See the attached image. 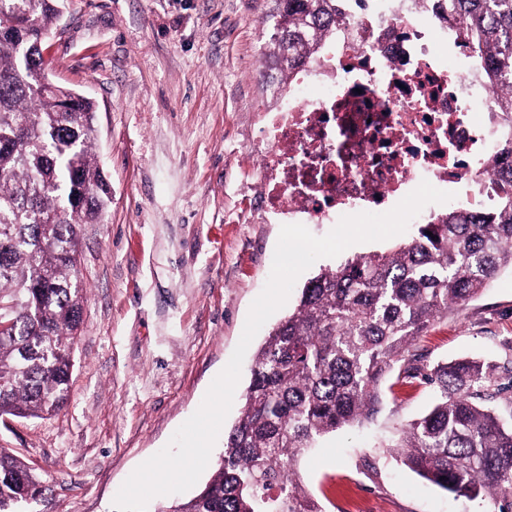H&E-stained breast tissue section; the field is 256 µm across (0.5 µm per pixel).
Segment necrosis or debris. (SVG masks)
<instances>
[{
	"mask_svg": "<svg viewBox=\"0 0 512 512\" xmlns=\"http://www.w3.org/2000/svg\"><path fill=\"white\" fill-rule=\"evenodd\" d=\"M344 26L348 38L293 69L262 116L261 220L383 213L424 180L470 185L497 146L481 60L440 36L417 0H388ZM448 42L456 61L440 53Z\"/></svg>",
	"mask_w": 512,
	"mask_h": 512,
	"instance_id": "obj_1",
	"label": "necrosis or debris"
}]
</instances>
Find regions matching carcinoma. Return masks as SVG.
Masks as SVG:
<instances>
[{
    "label": "carcinoma",
    "instance_id": "obj_1",
    "mask_svg": "<svg viewBox=\"0 0 512 512\" xmlns=\"http://www.w3.org/2000/svg\"><path fill=\"white\" fill-rule=\"evenodd\" d=\"M262 90L322 45L339 22L381 0H270ZM483 60L501 146L487 179L495 202L458 205L417 225L404 244L324 268L257 351L236 422L209 479L156 512H323L296 463L317 439L369 418L387 375L425 370L433 406L402 430L400 461L442 490L512 512V400L498 366L478 359L424 368L410 348L428 324L512 272V0H421ZM60 0H0L16 54L0 43V416L44 418L70 399L72 351L86 288L82 226L104 220L111 189L93 153L91 98L41 88L39 46ZM28 464L0 448V512L42 497Z\"/></svg>",
    "mask_w": 512,
    "mask_h": 512
}]
</instances>
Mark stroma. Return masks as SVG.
Here are the masks:
<instances>
[{
	"label": "stroma",
	"mask_w": 512,
	"mask_h": 512,
	"mask_svg": "<svg viewBox=\"0 0 512 512\" xmlns=\"http://www.w3.org/2000/svg\"><path fill=\"white\" fill-rule=\"evenodd\" d=\"M270 0H63L44 46L52 81L96 104L95 153L112 189L85 225L83 323L67 407L0 422V448L43 481L27 512H113L122 483L198 409L237 346L280 233L251 219L259 71ZM424 363L479 357L512 398V274L434 321ZM435 400L421 379L383 389L377 413L298 462L324 512H497L406 468L393 446Z\"/></svg>",
	"instance_id": "stroma-1"
}]
</instances>
